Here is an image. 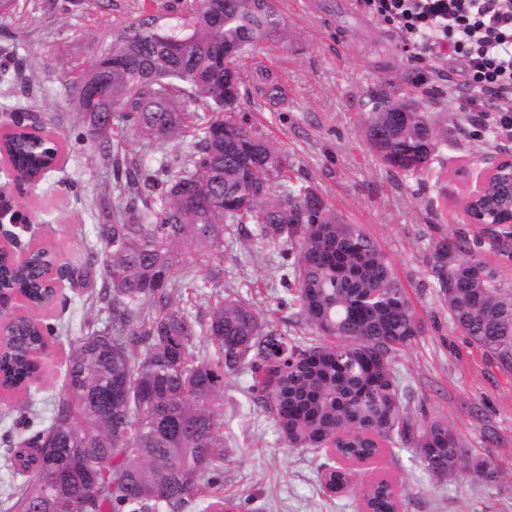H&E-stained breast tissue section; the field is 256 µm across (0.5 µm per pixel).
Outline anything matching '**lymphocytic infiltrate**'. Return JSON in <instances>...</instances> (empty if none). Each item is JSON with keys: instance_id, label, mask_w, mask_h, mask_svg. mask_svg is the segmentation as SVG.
Here are the masks:
<instances>
[{"instance_id": "lymphocytic-infiltrate-1", "label": "lymphocytic infiltrate", "mask_w": 512, "mask_h": 512, "mask_svg": "<svg viewBox=\"0 0 512 512\" xmlns=\"http://www.w3.org/2000/svg\"><path fill=\"white\" fill-rule=\"evenodd\" d=\"M392 25L417 59L435 61L448 46L465 63L469 111H493L495 128L512 134V0H358Z\"/></svg>"}]
</instances>
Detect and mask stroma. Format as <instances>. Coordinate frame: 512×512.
<instances>
[{"mask_svg":"<svg viewBox=\"0 0 512 512\" xmlns=\"http://www.w3.org/2000/svg\"><path fill=\"white\" fill-rule=\"evenodd\" d=\"M277 0L288 24L287 41L259 45L243 60L239 109L254 130L288 158L287 181L313 189L346 222L359 224L384 249L422 321V334L397 357L404 400L413 417L442 415L467 454L490 460L501 479L430 478L418 457L392 449L360 474L384 476L403 493L401 512H512V378L454 332L432 271L431 244L459 234L476 236L477 257L512 284V247L465 222L459 200L466 190L460 170L486 166L512 139L486 133L479 112L461 109L449 83H462V59L441 50L436 62L411 58L389 24L367 13L345 18L344 0ZM142 0H18L0 19V129L14 122L15 107L31 103L45 133L63 147L59 166L26 194H18L0 162V212L18 213L16 253L38 245L58 259L81 264L99 246L103 187L112 173L80 142L85 127L64 88L112 43L114 26L130 25ZM270 73L272 84L261 80ZM378 84L416 99L448 130L437 176L418 179L392 171L365 139L362 103ZM277 248L248 238L224 244L223 280L203 291L202 305L240 299L287 337L305 334L287 304ZM92 286L63 283L57 304L43 311L63 331L52 345L32 394L60 387L69 347L84 320L106 324L104 305L89 306ZM248 368L224 376V447L213 476L238 512H358L351 496H332L320 474L330 455L288 448L272 415L250 390Z\"/></svg>","mask_w":512,"mask_h":512,"instance_id":"35a3bbf8","label":"stroma"}]
</instances>
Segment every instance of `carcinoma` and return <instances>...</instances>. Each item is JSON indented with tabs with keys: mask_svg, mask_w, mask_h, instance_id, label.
Returning a JSON list of instances; mask_svg holds the SVG:
<instances>
[{
	"mask_svg": "<svg viewBox=\"0 0 512 512\" xmlns=\"http://www.w3.org/2000/svg\"><path fill=\"white\" fill-rule=\"evenodd\" d=\"M177 22L151 13L112 35V47L88 62L68 101L88 127L84 141L112 169L101 246L79 267L35 249L22 262L0 260V289L42 308L55 298L45 272L84 281L104 271L95 299L109 323L87 324L71 343L49 423L7 450L6 466L24 482L8 493V512H181L212 486L224 429V371L247 366L262 407L290 448L330 443L349 462L376 458L385 446L419 455L438 471L497 479L495 465L465 452L447 418L415 423L395 369L399 352L422 334L412 302L379 244L348 224L308 186L282 189L287 157L236 115L240 61L268 40L288 39L275 0H177ZM176 40L181 51H168ZM103 94L81 96L89 75ZM215 113L197 125L188 108ZM363 131L385 165L427 176L448 130L388 85L364 101ZM117 132L119 140L112 139ZM143 141L132 156L121 139ZM181 141V152L168 143ZM13 168L41 172L47 146L24 135L9 146ZM154 158L147 171L146 158ZM253 222L256 240L282 250V280L295 285L297 321L315 339L298 345L265 325L237 298L190 312L186 303L224 276V239ZM196 253V277L182 266ZM435 273L448 317L467 342L512 375V285L473 255L467 238L434 245ZM59 331L30 316L9 324L0 353V385L29 386V353ZM204 337L215 359L196 351ZM102 460L96 483L73 466ZM61 473L54 492L45 472ZM372 512L400 507L389 483L360 490Z\"/></svg>",
	"mask_w": 512,
	"mask_h": 512,
	"instance_id": "1",
	"label": "carcinoma"
}]
</instances>
